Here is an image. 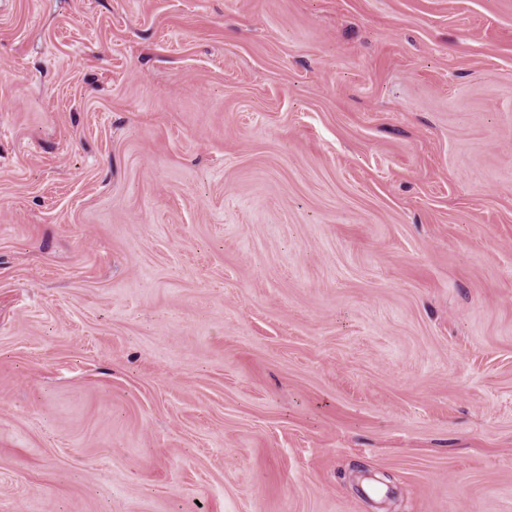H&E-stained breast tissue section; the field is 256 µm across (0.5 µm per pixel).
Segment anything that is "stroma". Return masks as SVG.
Returning <instances> with one entry per match:
<instances>
[{
  "instance_id": "stroma-1",
  "label": "stroma",
  "mask_w": 512,
  "mask_h": 512,
  "mask_svg": "<svg viewBox=\"0 0 512 512\" xmlns=\"http://www.w3.org/2000/svg\"><path fill=\"white\" fill-rule=\"evenodd\" d=\"M0 512H512V0H0Z\"/></svg>"
}]
</instances>
